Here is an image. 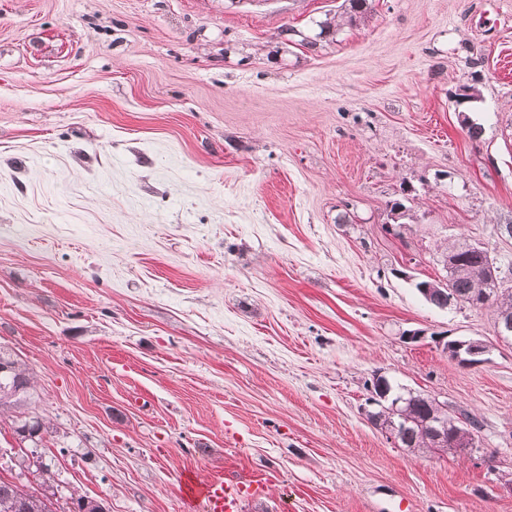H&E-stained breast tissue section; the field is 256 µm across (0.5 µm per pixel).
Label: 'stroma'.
<instances>
[{"mask_svg":"<svg viewBox=\"0 0 512 512\" xmlns=\"http://www.w3.org/2000/svg\"><path fill=\"white\" fill-rule=\"evenodd\" d=\"M347 6L0 0V346L52 428L46 479L0 416V476L107 512H194L188 477L267 482L242 512H512V336L416 289L463 239L512 267V0ZM377 376L477 450L402 447ZM444 353L449 354L464 365L478 364L483 361L481 358L486 354L487 347L479 340H453L441 344Z\"/></svg>","mask_w":512,"mask_h":512,"instance_id":"35a3bbf8","label":"stroma"}]
</instances>
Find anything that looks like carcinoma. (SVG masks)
<instances>
[{
  "label": "carcinoma",
  "mask_w": 512,
  "mask_h": 512,
  "mask_svg": "<svg viewBox=\"0 0 512 512\" xmlns=\"http://www.w3.org/2000/svg\"><path fill=\"white\" fill-rule=\"evenodd\" d=\"M450 251L459 252L462 260L448 271V290L458 292L474 300L485 299L488 305L496 308V312L512 314V279H501L494 284L485 279L480 268L483 256L479 251H472L468 243L453 244ZM7 367L0 372V410L10 411L26 405L31 400L30 390L33 389L32 373L27 364L11 356L3 358ZM384 392L374 391V403L380 410L374 413L376 419L385 421L389 404L404 397L402 393H392L389 382H384ZM14 426L22 427L29 432V437L22 441L36 444L49 433L50 427L38 416L25 412L15 416ZM431 437L417 429L402 445L410 450L430 449ZM72 512H105L102 502L81 494H71ZM0 512H58L55 502L46 496L39 495L18 485L13 481L0 477Z\"/></svg>",
  "instance_id": "cac0c4a2"
}]
</instances>
